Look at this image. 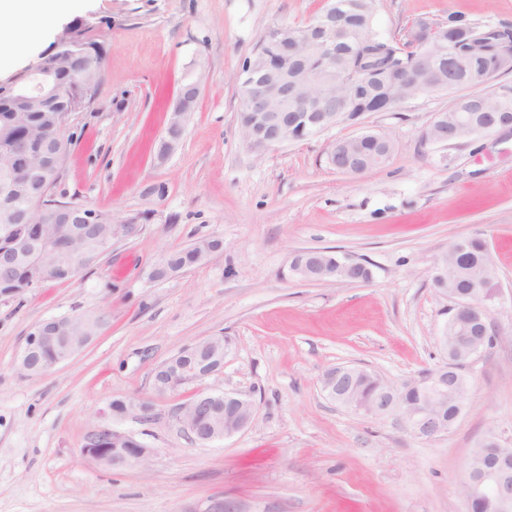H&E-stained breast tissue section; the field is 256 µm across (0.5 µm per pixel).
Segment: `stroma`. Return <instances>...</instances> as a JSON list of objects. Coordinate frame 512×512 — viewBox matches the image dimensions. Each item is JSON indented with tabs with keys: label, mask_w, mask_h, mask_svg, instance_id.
I'll return each instance as SVG.
<instances>
[{
	"label": "stroma",
	"mask_w": 512,
	"mask_h": 512,
	"mask_svg": "<svg viewBox=\"0 0 512 512\" xmlns=\"http://www.w3.org/2000/svg\"><path fill=\"white\" fill-rule=\"evenodd\" d=\"M323 0H87L79 11L107 48L97 100L72 113L55 196L111 212L139 233L75 280L0 295V512H466V464L489 433L512 445V131L448 146L423 134L451 95H420L315 136L257 153L243 139L236 75L271 25L312 19ZM512 25V0H376L374 29L406 42L420 20ZM68 17L0 68V83L46 52ZM203 75L183 140L154 147L184 79ZM369 130L394 143L361 174L328 161L337 140ZM164 186V195L153 194ZM202 237L224 242L202 266L153 281L164 254ZM489 245L500 332L467 368L468 404L447 434L411 436L398 415L337 406L323 372L360 366L393 387L444 361L451 305L433 270L449 247ZM330 249L367 263L365 283L296 279L293 256ZM106 311L93 340L37 377L15 362L41 322ZM208 336L222 371L157 397L153 372ZM252 395L249 428L194 442L173 411L196 392ZM143 401L148 419L113 412ZM99 425L155 453L106 469L80 456Z\"/></svg>",
	"instance_id": "obj_1"
}]
</instances>
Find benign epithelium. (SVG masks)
Returning a JSON list of instances; mask_svg holds the SVG:
<instances>
[{
    "label": "benign epithelium",
    "instance_id": "obj_1",
    "mask_svg": "<svg viewBox=\"0 0 512 512\" xmlns=\"http://www.w3.org/2000/svg\"><path fill=\"white\" fill-rule=\"evenodd\" d=\"M345 26V14L335 12L322 26V35L308 44L307 53L334 56L336 35ZM487 49L472 44L462 52L448 54V61L442 62L441 74L454 82L459 70L471 65L469 58L486 56ZM442 58L437 49L421 45L414 63L398 73V81L409 88H417L414 95L423 93V88L435 86L432 80V62ZM276 68L271 56L261 58L246 57L236 75L241 98L247 111L240 114V127L249 147L263 152L324 132L338 122L343 113L336 111L335 104H328L308 95L304 87L290 84L282 78L274 77ZM202 89V78L187 79L170 109L171 119L162 139L163 151L158 161H164L181 143L188 119L195 110ZM23 100L33 103L36 112L54 113L53 125L64 127L71 109L67 100L58 93L54 79L42 72L34 63L27 69V83L20 87ZM464 101L455 100L449 106L454 119L448 123L434 118L426 129L424 141L431 144L453 145L462 139L463 134L472 133L473 119L463 112ZM512 129V114L497 112L490 118L482 119L480 134L488 135L501 129ZM67 144L56 134L44 131L29 133L22 144L8 158L4 159L5 174L0 178V229L8 231L14 224H31L33 212L40 214L38 231L55 224H97V211L80 205L53 202L48 207L34 206L31 201L43 200L53 194V184L61 172L60 159L66 154ZM464 241L454 243L435 267L433 281L439 288L451 282L455 270L462 262ZM358 262L351 258L336 260V264L300 263L292 264V274L313 282H322L331 273H348ZM452 300L448 321L464 327L481 326L478 336H459L448 348V365L438 366L407 382L410 387L424 391L431 403L421 406L392 407L390 393L384 392L379 401L365 414L383 417L397 412L405 429L415 438L431 440L448 432L451 422L440 412L438 403L448 396L450 373L478 361L483 353L496 343L498 333L493 325L489 303L478 302L479 295L446 290ZM79 316L65 319L54 318L40 323L27 337L26 344L17 359V367L22 373H47L62 362L70 359L87 345V342L72 338L73 326ZM58 335L66 339L63 357L48 365L39 364L40 352L47 337ZM184 371L169 373L166 364H160L153 373V387L157 394L171 392L169 384L182 376ZM224 410V433H218L212 421L219 410ZM257 415V405L249 395L226 392L224 396L197 394L174 410V417L190 433L193 441L207 444L217 439L231 436L250 427ZM123 438L125 434L108 425H99L85 436L80 448L83 459L104 468L114 469L128 465L146 463L154 454V449L139 444L137 448H102L100 438ZM466 505L481 497H493L502 512H512V455L504 454L489 462L480 473L466 478L462 489Z\"/></svg>",
    "mask_w": 512,
    "mask_h": 512
}]
</instances>
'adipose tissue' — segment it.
Returning a JSON list of instances; mask_svg holds the SVG:
<instances>
[{
  "mask_svg": "<svg viewBox=\"0 0 512 512\" xmlns=\"http://www.w3.org/2000/svg\"><path fill=\"white\" fill-rule=\"evenodd\" d=\"M84 0H0V49L24 52L40 35L38 23L82 8Z\"/></svg>",
  "mask_w": 512,
  "mask_h": 512,
  "instance_id": "ef3b65f1",
  "label": "adipose tissue"
}]
</instances>
